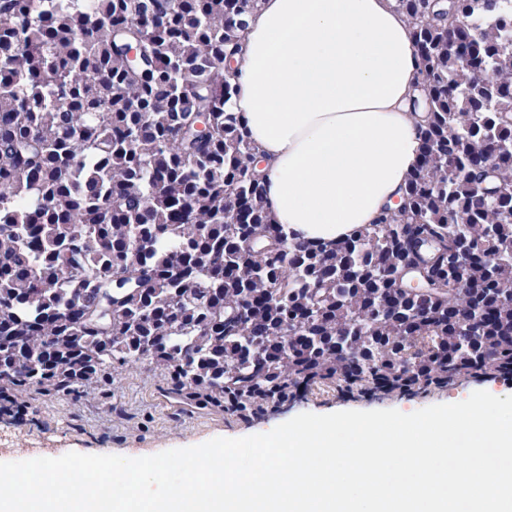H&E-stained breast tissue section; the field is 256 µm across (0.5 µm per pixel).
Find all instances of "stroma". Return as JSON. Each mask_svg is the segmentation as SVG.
<instances>
[{"label":"stroma","instance_id":"stroma-1","mask_svg":"<svg viewBox=\"0 0 512 512\" xmlns=\"http://www.w3.org/2000/svg\"><path fill=\"white\" fill-rule=\"evenodd\" d=\"M504 397L512 384L462 382L445 391L399 395L375 393L342 400L333 389L309 392L261 417L242 419L223 408L188 404L172 408L166 401L173 392L167 369L152 357L112 370V393L105 396L89 387L80 397L41 396L25 387L14 391L16 404L28 412L29 422L17 425L0 415V462L56 458L69 452L113 454L137 458L204 443L216 437L239 438L262 434L298 414L395 409L414 412L459 402L478 390Z\"/></svg>","mask_w":512,"mask_h":512}]
</instances>
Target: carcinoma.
I'll return each mask as SVG.
<instances>
[{
	"label": "carcinoma",
	"instance_id": "cac0c4a2",
	"mask_svg": "<svg viewBox=\"0 0 512 512\" xmlns=\"http://www.w3.org/2000/svg\"><path fill=\"white\" fill-rule=\"evenodd\" d=\"M408 19L431 108L416 121L431 168L403 194L420 223L446 243L460 224H508L512 192L483 197L480 168L512 185V0H458L468 23L431 16L429 0H396ZM250 0H0V260L27 261L0 277V319L55 318L80 348L101 346L100 390L112 363L136 361L138 342L163 333L188 353L183 380L224 393V344L250 337L260 316L227 328L215 318L228 285L215 265L247 263L241 299L261 288L281 309L291 288H310L317 265L253 256L242 235H279L256 149L230 102L224 39L244 38ZM213 134L193 146L190 124ZM41 197L25 205L32 191ZM398 213L385 210L359 248L392 245ZM143 290L113 308L134 280ZM363 336L375 320L349 317Z\"/></svg>",
	"mask_w": 512,
	"mask_h": 512
}]
</instances>
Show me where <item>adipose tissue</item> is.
Masks as SVG:
<instances>
[{
    "label": "adipose tissue",
    "instance_id": "1",
    "mask_svg": "<svg viewBox=\"0 0 512 512\" xmlns=\"http://www.w3.org/2000/svg\"><path fill=\"white\" fill-rule=\"evenodd\" d=\"M395 0H261L233 102L267 160L263 180L288 241L333 242L399 197L421 145L418 82Z\"/></svg>",
    "mask_w": 512,
    "mask_h": 512
}]
</instances>
